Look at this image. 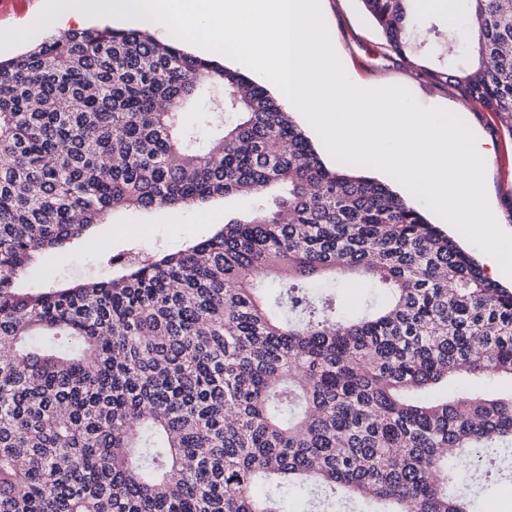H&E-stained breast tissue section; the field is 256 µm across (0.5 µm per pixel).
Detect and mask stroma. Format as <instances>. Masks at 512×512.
Wrapping results in <instances>:
<instances>
[{
    "label": "stroma",
    "mask_w": 512,
    "mask_h": 512,
    "mask_svg": "<svg viewBox=\"0 0 512 512\" xmlns=\"http://www.w3.org/2000/svg\"><path fill=\"white\" fill-rule=\"evenodd\" d=\"M321 8L351 81L406 87L421 105L446 108L478 136L490 139L493 153L485 176L488 199L500 226L512 232V124L497 113L466 103L457 89L433 82L420 69L390 53L361 0H321ZM214 229V224L200 221L193 208L120 210L88 236L81 248L54 261L52 274L66 283L95 281L112 273L106 254L136 245L155 253L173 252L210 236ZM487 454L496 460L493 473L473 480L462 493L474 502L476 512H512V452L491 448Z\"/></svg>",
    "instance_id": "stroma-1"
}]
</instances>
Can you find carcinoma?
Instances as JSON below:
<instances>
[{
	"instance_id": "cac0c4a2",
	"label": "carcinoma",
	"mask_w": 512,
	"mask_h": 512,
	"mask_svg": "<svg viewBox=\"0 0 512 512\" xmlns=\"http://www.w3.org/2000/svg\"><path fill=\"white\" fill-rule=\"evenodd\" d=\"M413 2L363 0L388 50L511 118L512 0H462L463 32ZM273 186L176 252L106 255L104 280L44 270L116 210ZM345 273L383 305L349 317L308 292ZM1 347L0 512H285L286 481L315 508L340 488L357 512H470L448 487L512 447V396L409 397L512 378V289L387 185L328 167L265 86L133 29L0 61Z\"/></svg>"
}]
</instances>
